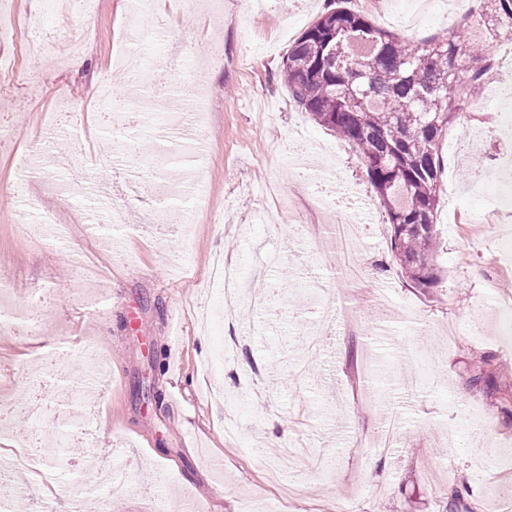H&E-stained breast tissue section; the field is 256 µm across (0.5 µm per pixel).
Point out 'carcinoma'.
Instances as JSON below:
<instances>
[{"mask_svg": "<svg viewBox=\"0 0 512 512\" xmlns=\"http://www.w3.org/2000/svg\"><path fill=\"white\" fill-rule=\"evenodd\" d=\"M509 20L512 0H484L477 28L418 43L336 0L283 61L296 107L360 153L387 216L393 257L419 288L439 282L440 142L484 84L482 67L461 85L457 73L465 60H484L487 34H501Z\"/></svg>", "mask_w": 512, "mask_h": 512, "instance_id": "obj_1", "label": "carcinoma"}]
</instances>
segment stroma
Masks as SVG:
<instances>
[{"label": "stroma", "mask_w": 512, "mask_h": 512, "mask_svg": "<svg viewBox=\"0 0 512 512\" xmlns=\"http://www.w3.org/2000/svg\"><path fill=\"white\" fill-rule=\"evenodd\" d=\"M325 0H221L188 9L177 0H70L65 20L23 28L39 0H6L15 21L0 59L16 73L14 104L0 123V304L14 313L42 297L34 334L0 335V401L21 407L35 387L62 412L44 430L75 428L60 452L59 478L41 495L14 498L13 512L41 499L65 512L69 500L111 499L114 512H457L461 492L478 512H504L499 495L512 460L482 467L491 448H512V220L481 224L476 174L501 168L512 150V63L500 88L484 87L481 110L462 113L445 134L436 217L438 287H415L392 258L387 217L360 154L300 112L280 76L282 60L323 11ZM380 26L424 42L449 29L448 11L468 0H348ZM170 24L206 63L209 86L198 149L165 138L181 101L166 82L151 99L169 116L142 110L138 127L116 115L117 133L96 127L48 130V96L92 97L101 79L118 95L137 86L121 67L130 22ZM65 28L75 53L29 56L27 41ZM224 60L211 63L214 43ZM38 156L19 168L20 152ZM141 169L140 200L119 232L88 234L102 205L96 181L115 162ZM24 182V198L11 192ZM283 195L284 222L265 218L270 185ZM346 185L364 209L340 212L317 190ZM54 211L71 235H41ZM359 226V270L339 266L336 226ZM89 251L107 275L78 286L75 259ZM244 281L225 315L209 281L214 253ZM69 351L65 381L46 355ZM105 366L87 371L82 351ZM223 353L210 378L202 360Z\"/></svg>", "instance_id": "obj_1"}]
</instances>
